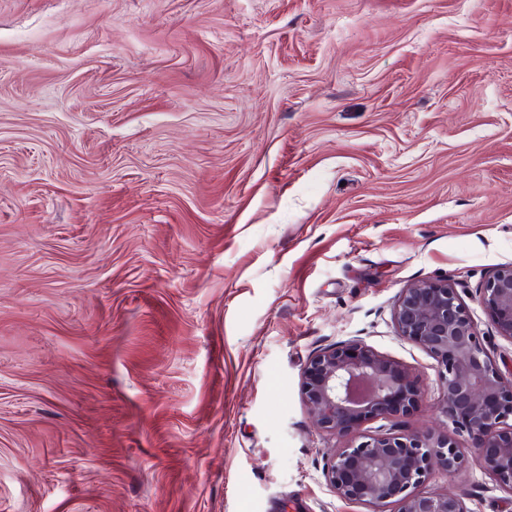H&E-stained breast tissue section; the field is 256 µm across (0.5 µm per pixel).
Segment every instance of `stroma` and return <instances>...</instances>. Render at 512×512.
Wrapping results in <instances>:
<instances>
[{"mask_svg":"<svg viewBox=\"0 0 512 512\" xmlns=\"http://www.w3.org/2000/svg\"><path fill=\"white\" fill-rule=\"evenodd\" d=\"M512 263V0H0V512H370L300 380ZM428 493L512 512L476 464Z\"/></svg>","mask_w":512,"mask_h":512,"instance_id":"obj_1","label":"stroma"}]
</instances>
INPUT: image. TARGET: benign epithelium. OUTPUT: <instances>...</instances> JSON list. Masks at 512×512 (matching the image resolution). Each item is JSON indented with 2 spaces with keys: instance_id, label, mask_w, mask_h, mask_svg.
<instances>
[{
  "instance_id": "obj_1",
  "label": "benign epithelium",
  "mask_w": 512,
  "mask_h": 512,
  "mask_svg": "<svg viewBox=\"0 0 512 512\" xmlns=\"http://www.w3.org/2000/svg\"><path fill=\"white\" fill-rule=\"evenodd\" d=\"M479 301L498 333L512 340V264L482 285ZM392 320L397 336L422 348L438 368L445 435H364L369 417L404 413L422 398L415 377L358 340L317 351L300 382L313 423L348 438L335 450L325 478L336 495L383 512H469L462 498L421 493L432 468L459 471L473 461L512 493V365L499 364L483 346L477 325L448 280L417 281L401 290ZM467 434L465 454L457 436Z\"/></svg>"
}]
</instances>
